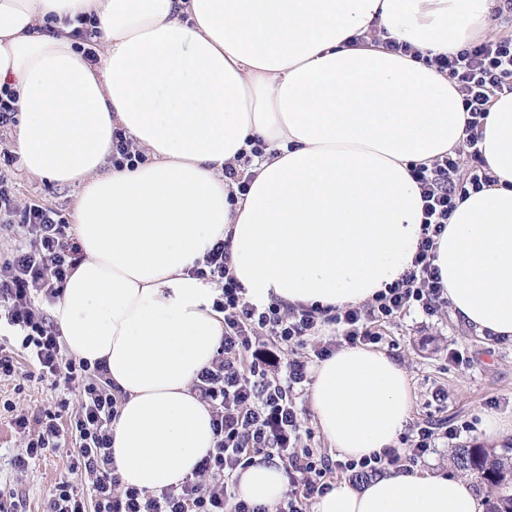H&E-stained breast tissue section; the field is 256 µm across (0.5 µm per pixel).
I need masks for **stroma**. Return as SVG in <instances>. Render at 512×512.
Segmentation results:
<instances>
[{
  "instance_id": "stroma-1",
  "label": "stroma",
  "mask_w": 512,
  "mask_h": 512,
  "mask_svg": "<svg viewBox=\"0 0 512 512\" xmlns=\"http://www.w3.org/2000/svg\"><path fill=\"white\" fill-rule=\"evenodd\" d=\"M8 175L18 199L52 207L67 222L75 220L78 189L35 178L14 162ZM381 350L403 363L412 388V421H447L461 428L457 443H472L475 427L485 412L512 415V341L487 343L452 311L424 320L414 311L397 322L385 326ZM463 358L451 361L450 351ZM67 400L77 409L78 391H56L38 380L31 365L20 362L12 377L0 378V489L13 491L23 512H42L57 482L67 477L76 454L74 443L49 451L26 470H18L14 458L23 452L26 438L15 429L12 420L20 413H34L56 407Z\"/></svg>"
}]
</instances>
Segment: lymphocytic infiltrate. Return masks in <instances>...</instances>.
<instances>
[{
    "instance_id": "obj_1",
    "label": "lymphocytic infiltrate",
    "mask_w": 512,
    "mask_h": 512,
    "mask_svg": "<svg viewBox=\"0 0 512 512\" xmlns=\"http://www.w3.org/2000/svg\"><path fill=\"white\" fill-rule=\"evenodd\" d=\"M456 84L470 117L468 135L455 155L432 166L416 165L411 175L421 190L422 233L413 267L371 301L342 309L289 306L278 299L263 306L247 301L229 266L223 243H216L192 276L214 285L216 309L224 313V340L209 366L192 384L193 393L211 409L215 446L193 474L177 485L148 491L123 486L112 459V422L123 394L113 386L105 361L66 356L57 326L45 308L61 297L65 283L83 257L67 224L53 208L20 204L7 172L14 158L0 157V229L16 232L19 243L0 264V327L14 334L16 353L0 347V377L12 376L18 356L39 367L52 389H78L81 403L60 425V413L43 409L16 415L14 425L27 439L15 464L60 448L74 437L78 452L71 468L79 482H59L45 512H266L232 492L237 472L253 455L284 456L288 490L277 512H307L326 494L336 471L373 478L398 469L410 471L433 453L439 442L457 439V428L441 423L414 427L402 445L359 461L336 460L301 442L297 404L309 380L308 369L342 346L382 341V324L417 310L435 317L448 306V295L434 264L435 241L459 200L469 190L493 180L474 131L489 110L492 96L512 93V39L485 40L453 55L433 60ZM272 340L288 352L304 348V357L279 363L272 353H255V345Z\"/></svg>"
}]
</instances>
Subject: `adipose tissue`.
<instances>
[{"label": "adipose tissue", "instance_id": "adipose-tissue-1", "mask_svg": "<svg viewBox=\"0 0 512 512\" xmlns=\"http://www.w3.org/2000/svg\"><path fill=\"white\" fill-rule=\"evenodd\" d=\"M494 0H0V91H13L24 169L77 184L83 259L52 316L67 348L106 361L124 399L112 455L124 485L181 483L215 439L191 391L224 337L215 292L190 273L216 241L246 300L342 308L412 268L422 201L410 174L466 138L462 98L429 58L468 46ZM100 32V63L72 18ZM382 32L383 41L352 45ZM414 46L417 56L387 48ZM144 156L107 168L112 133ZM477 133L494 183L460 201L435 264L456 317L512 340V94ZM262 154H253L255 142ZM250 175L246 194L226 166ZM314 421L347 461L393 447L411 420L408 372L349 347L312 369ZM241 498L286 492L278 461L240 470ZM472 479L439 470L340 482L315 512H486ZM74 22L78 26L74 28L73 36L82 41L76 48L82 52L87 61L93 64L97 61L96 45L98 31L95 29V26H92L91 19L88 17L84 18L83 15L76 16Z\"/></svg>", "mask_w": 512, "mask_h": 512}]
</instances>
